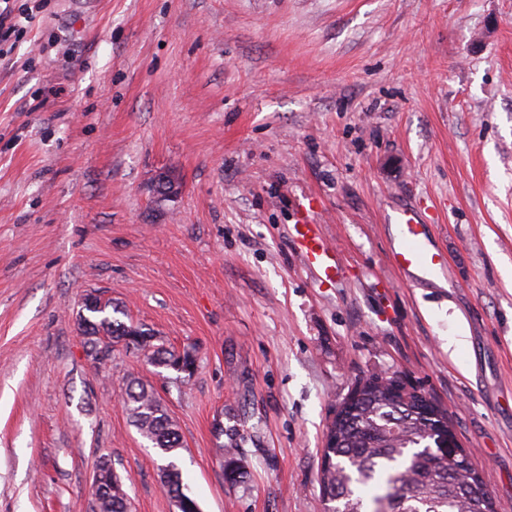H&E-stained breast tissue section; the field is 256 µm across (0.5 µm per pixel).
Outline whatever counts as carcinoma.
Returning <instances> with one entry per match:
<instances>
[{
  "label": "carcinoma",
  "mask_w": 512,
  "mask_h": 512,
  "mask_svg": "<svg viewBox=\"0 0 512 512\" xmlns=\"http://www.w3.org/2000/svg\"><path fill=\"white\" fill-rule=\"evenodd\" d=\"M107 301L79 315L78 327L90 356L101 360L114 348L147 353L152 363L180 372L194 365L189 352L179 354L153 344L151 330L122 322L110 314ZM394 379L363 391L339 422L338 438L325 449L330 459L320 470L325 512H495V505L470 457L452 463L437 459L430 429L433 419L421 411L416 397L395 401L389 385ZM123 402L139 434L164 456H173L182 442L177 426L155 389L138 379L128 380ZM160 479L178 502V512H196L197 503L184 492L174 462L160 467ZM94 512H131L122 477L108 458L96 470Z\"/></svg>",
  "instance_id": "obj_1"
}]
</instances>
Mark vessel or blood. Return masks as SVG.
Wrapping results in <instances>:
<instances>
[{
    "instance_id": "b4317fda",
    "label": "vessel or blood",
    "mask_w": 512,
    "mask_h": 512,
    "mask_svg": "<svg viewBox=\"0 0 512 512\" xmlns=\"http://www.w3.org/2000/svg\"><path fill=\"white\" fill-rule=\"evenodd\" d=\"M384 221L396 230L389 260L408 283L445 277L448 259L434 244L430 226L419 209L411 206L396 209L385 215ZM293 230V240L304 266L318 281H335L341 274L335 250L320 233L310 211H302Z\"/></svg>"
}]
</instances>
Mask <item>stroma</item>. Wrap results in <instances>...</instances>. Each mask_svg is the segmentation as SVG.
<instances>
[{"label":"stroma","mask_w":512,"mask_h":512,"mask_svg":"<svg viewBox=\"0 0 512 512\" xmlns=\"http://www.w3.org/2000/svg\"><path fill=\"white\" fill-rule=\"evenodd\" d=\"M403 204L452 287L391 267ZM89 292L193 374L93 362ZM134 376L201 512H323L326 427L375 377L433 398L512 512V0H47L0 56V512H92L103 457L133 512H178ZM309 211L303 208L297 224L293 226V240L304 266L320 282H334L341 274L336 261L335 250L330 242L320 233L317 221ZM123 402L130 422L139 434L162 455L174 456L182 447L181 437L155 389L138 379H130Z\"/></svg>","instance_id":"stroma-1"}]
</instances>
